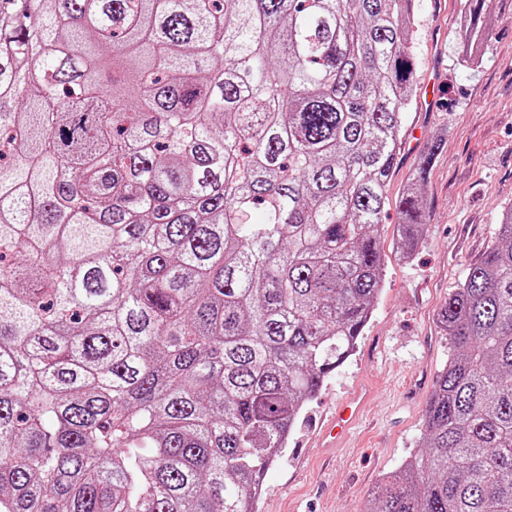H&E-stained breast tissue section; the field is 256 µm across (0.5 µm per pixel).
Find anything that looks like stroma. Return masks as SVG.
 <instances>
[{"label": "stroma", "mask_w": 512, "mask_h": 512, "mask_svg": "<svg viewBox=\"0 0 512 512\" xmlns=\"http://www.w3.org/2000/svg\"><path fill=\"white\" fill-rule=\"evenodd\" d=\"M419 81L434 101L407 113L404 146L388 186L403 192L431 141L439 148L422 190L427 224L410 257L396 250V216L379 228L385 285L354 353L305 405L288 446L266 470L257 512H363L386 474L420 451L425 405L448 341L436 312L495 240L512 205V0H485L486 38L464 61L465 0H419ZM358 384L373 394L345 447H320V423Z\"/></svg>", "instance_id": "35a3bbf8"}]
</instances>
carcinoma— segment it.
Listing matches in <instances>:
<instances>
[{
	"label": "carcinoma",
	"mask_w": 512,
	"mask_h": 512,
	"mask_svg": "<svg viewBox=\"0 0 512 512\" xmlns=\"http://www.w3.org/2000/svg\"><path fill=\"white\" fill-rule=\"evenodd\" d=\"M416 2L0 0V512H255L384 287ZM437 321L364 512H512V206Z\"/></svg>",
	"instance_id": "cac0c4a2"
}]
</instances>
